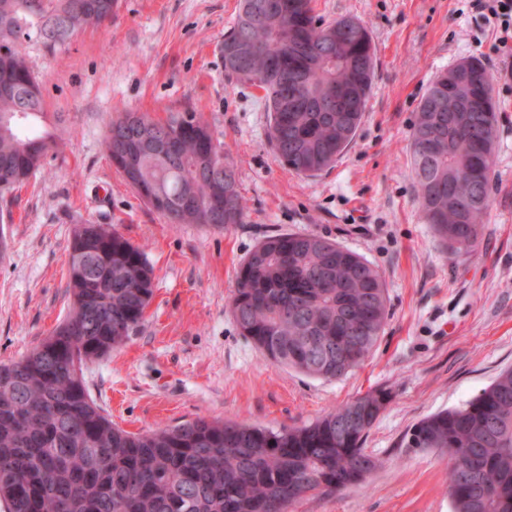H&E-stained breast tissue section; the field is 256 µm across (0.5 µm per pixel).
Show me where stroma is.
<instances>
[{
	"label": "stroma",
	"instance_id": "stroma-1",
	"mask_svg": "<svg viewBox=\"0 0 512 512\" xmlns=\"http://www.w3.org/2000/svg\"><path fill=\"white\" fill-rule=\"evenodd\" d=\"M118 2L111 20L55 51L20 46L45 110L24 129L61 145L0 196V361L30 352L67 316L74 226L112 225L154 270L144 321L84 368L115 426L136 433L206 417L279 430L382 391L385 407L363 441L381 467L342 492L304 497L293 512H451L447 457L403 439L512 369V83L499 75L495 30L469 0H313L321 23L352 16L367 27L376 67L352 142L330 168L305 175L274 154L253 87L224 72L218 46L239 0ZM472 55L488 68L497 107L491 206L477 249L453 254L421 211L412 132L430 82ZM122 112L196 113L236 169L243 223L172 224L147 206L104 147ZM284 232L335 241L383 280L384 329L343 377L271 363L229 310L249 252Z\"/></svg>",
	"mask_w": 512,
	"mask_h": 512
}]
</instances>
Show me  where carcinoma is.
<instances>
[{"mask_svg": "<svg viewBox=\"0 0 512 512\" xmlns=\"http://www.w3.org/2000/svg\"><path fill=\"white\" fill-rule=\"evenodd\" d=\"M0 0V50L14 90L0 96V192L26 183L56 147L50 135L21 136L44 115L38 77L17 49L47 48L112 19L117 0ZM241 0L224 42H244L246 69L224 71L288 97L264 96L268 138L284 167L315 174L354 138L374 80L368 29L354 17L316 26L312 0ZM438 75L413 127L417 195L427 223L454 252L474 251L490 207L496 105L472 95L458 72ZM212 140L193 112L164 120L128 112L109 125L111 155L129 144V184L173 224H242L234 166L200 153ZM72 308L29 354L0 362V504L5 512H290L308 494L361 483L379 466L362 444L386 402L369 393L310 426L268 430L196 418L143 433L112 425L91 399L83 366L121 345L144 319L153 269L141 248L102 224L76 225L69 244ZM230 310L242 336L274 364L336 377L373 350L385 325L378 271L332 240L281 233L260 242L239 269ZM408 448L448 456L451 512H512V370L462 407L417 423Z\"/></svg>", "mask_w": 512, "mask_h": 512, "instance_id": "carcinoma-1", "label": "carcinoma"}]
</instances>
